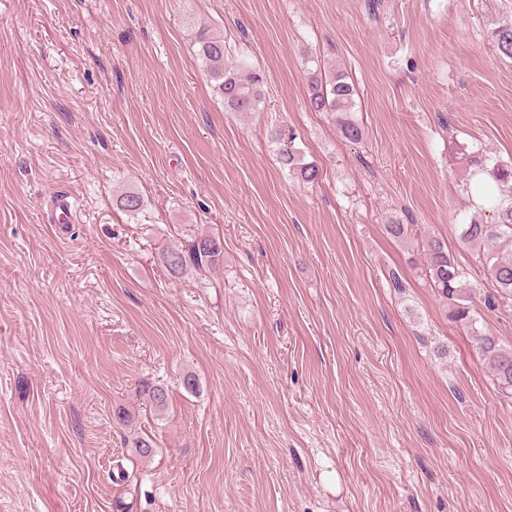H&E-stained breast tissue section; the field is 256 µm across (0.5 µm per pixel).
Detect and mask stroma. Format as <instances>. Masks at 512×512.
I'll use <instances>...</instances> for the list:
<instances>
[{"mask_svg":"<svg viewBox=\"0 0 512 512\" xmlns=\"http://www.w3.org/2000/svg\"><path fill=\"white\" fill-rule=\"evenodd\" d=\"M202 26L263 111H225ZM505 26L512 0H0V512H512V397L385 231L442 242L512 345L459 236L462 152L512 160ZM318 65L359 143L310 109ZM200 235L220 262L168 275ZM354 86L341 71L314 73L309 81L308 103L315 112H331L336 115L337 126L349 141L358 142L363 131L354 119ZM288 140L289 141H283L279 150L280 161L297 179L307 183L313 182L317 177L316 167L301 162L296 149L292 145L293 138H289ZM71 195L58 192L53 201V217L49 219L48 224H58L64 231L68 224H75L77 221V212Z\"/></svg>","mask_w":512,"mask_h":512,"instance_id":"35a3bbf8","label":"stroma"}]
</instances>
